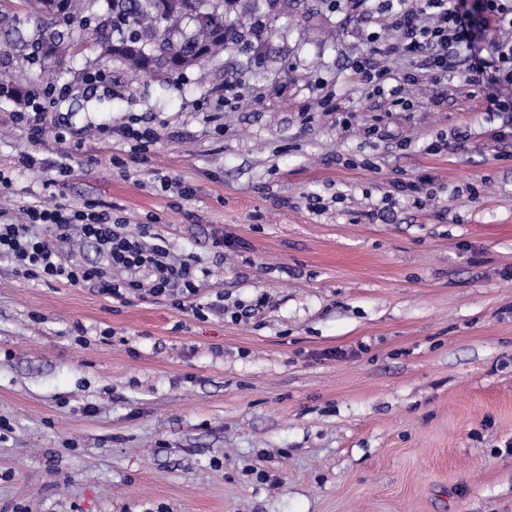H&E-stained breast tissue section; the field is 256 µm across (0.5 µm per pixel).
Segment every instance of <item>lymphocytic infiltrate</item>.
Returning <instances> with one entry per match:
<instances>
[{
	"label": "lymphocytic infiltrate",
	"instance_id": "obj_1",
	"mask_svg": "<svg viewBox=\"0 0 512 512\" xmlns=\"http://www.w3.org/2000/svg\"><path fill=\"white\" fill-rule=\"evenodd\" d=\"M398 52L423 56L432 84L448 72L456 51L467 40V21L459 7L448 0H420L411 10L397 14ZM94 241L106 259L105 265L83 266L64 261L45 233L68 241L72 228ZM13 256L29 277L72 285L97 284L102 293L115 299L130 294L171 297L180 309L200 316L203 305L196 298L201 279L193 259L173 260L166 246L147 243L143 236L124 232L110 213L86 207L32 205L22 224H0V254Z\"/></svg>",
	"mask_w": 512,
	"mask_h": 512
}]
</instances>
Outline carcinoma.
I'll return each instance as SVG.
<instances>
[{
	"label": "carcinoma",
	"mask_w": 512,
	"mask_h": 512,
	"mask_svg": "<svg viewBox=\"0 0 512 512\" xmlns=\"http://www.w3.org/2000/svg\"><path fill=\"white\" fill-rule=\"evenodd\" d=\"M68 15L59 0H25L34 23L27 39L0 13V33L19 51L31 50L64 67L67 52L79 45L78 31H91L100 55L128 65L146 78H166L210 63L225 47L260 37L270 20L279 18L281 0H70Z\"/></svg>",
	"instance_id": "obj_1"
}]
</instances>
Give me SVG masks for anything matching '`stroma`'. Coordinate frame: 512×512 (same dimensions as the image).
I'll return each mask as SVG.
<instances>
[{"label": "stroma", "mask_w": 512, "mask_h": 512, "mask_svg": "<svg viewBox=\"0 0 512 512\" xmlns=\"http://www.w3.org/2000/svg\"><path fill=\"white\" fill-rule=\"evenodd\" d=\"M465 6L486 70L460 49L446 99L422 78L407 111L352 69L419 65L379 0H301L254 65L228 48L164 82L0 46V70L69 88L36 138L0 97V224L90 205L207 272L199 319L0 255V512H512V114L488 109L512 27ZM135 120L147 151L109 135Z\"/></svg>", "instance_id": "obj_1"}]
</instances>
